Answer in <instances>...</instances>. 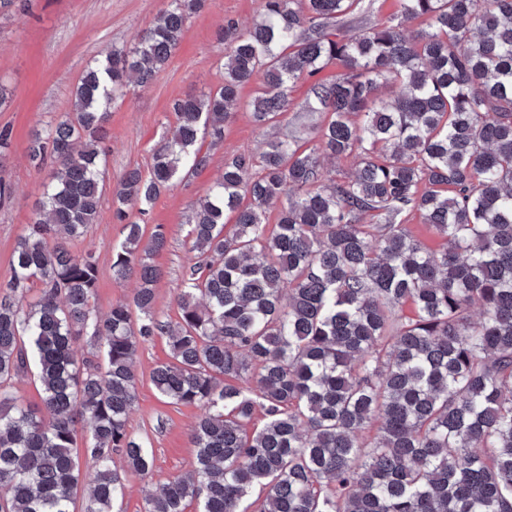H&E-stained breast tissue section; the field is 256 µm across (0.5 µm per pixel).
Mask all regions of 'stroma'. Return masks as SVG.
Returning a JSON list of instances; mask_svg holds the SVG:
<instances>
[{"label":"stroma","mask_w":512,"mask_h":512,"mask_svg":"<svg viewBox=\"0 0 512 512\" xmlns=\"http://www.w3.org/2000/svg\"><path fill=\"white\" fill-rule=\"evenodd\" d=\"M167 0H17L0 15V83L8 101L0 107V128L12 131L10 148L0 155V182L10 189L0 199V284L10 280L11 255L18 238L34 218L46 171L30 166L25 148L30 132L68 112L74 85L82 71L106 52L128 48L165 8ZM259 0H205L190 19L181 43L146 89L128 94L111 108L107 125L106 185L114 187L123 173L137 168L149 172L152 152L175 123L173 99L216 88L224 80L222 54L215 32L225 19L251 26ZM257 86H245L242 104L224 127V140L211 147L208 167L176 179L157 197L145 217L146 232L162 229L165 246L151 261L162 272L156 285V309L178 322L177 293L194 254L188 217L223 172L225 162L238 153L259 154L263 132L253 121L249 101ZM123 227L112 218V201L103 199L97 221L86 236L71 245L73 252L93 250L98 258L94 305L108 313L113 303L132 302L137 282L112 274V250L123 239ZM167 337L140 343L136 358L137 399L129 416L131 436L143 440L154 456L147 476H127L123 512H141L143 499L170 479L193 471L196 450L189 434L201 414L195 406L173 405L151 383L157 364L168 360Z\"/></svg>","instance_id":"obj_1"}]
</instances>
